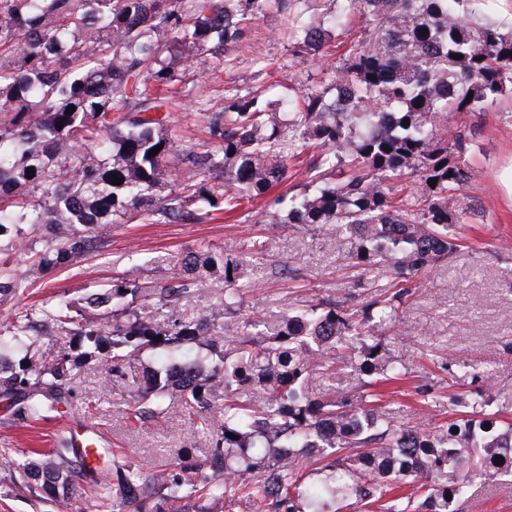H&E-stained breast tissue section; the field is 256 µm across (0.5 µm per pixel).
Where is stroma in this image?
Returning a JSON list of instances; mask_svg holds the SVG:
<instances>
[{
    "label": "stroma",
    "mask_w": 512,
    "mask_h": 512,
    "mask_svg": "<svg viewBox=\"0 0 512 512\" xmlns=\"http://www.w3.org/2000/svg\"><path fill=\"white\" fill-rule=\"evenodd\" d=\"M282 23V13L267 9L233 50L234 66L223 68L214 79L190 76L174 85L170 123L184 145L195 148L206 139L198 111L219 110L225 91L244 93L264 85L269 99L282 101L290 79L317 77L320 69L312 61L280 70L288 57ZM256 57L265 58L268 72H255L251 61ZM448 124L465 126L471 140L463 155L471 175L464 194L474 212L464 218L459 248L448 266L423 276L388 334L389 347L408 374L384 385V400L405 428L467 416L470 399L489 377L499 389L493 410L512 414V201L499 180L512 166V96L485 111L450 117ZM266 205L262 198L199 222L143 224L134 219L117 227L103 226L96 251L48 271L29 285L26 294L32 302L62 293L76 300L117 278L163 288L170 283L178 258L187 252L218 253L232 247L250 262L243 309L247 317L264 320L282 309H299L322 299L352 304L370 299L373 289L358 281L357 270L344 261L350 249L346 239L286 227L270 230L264 222ZM439 353L470 364L460 383H452L448 372L433 364ZM72 376L78 396L65 417L26 425L14 421L0 403V512H61L54 502L16 488L9 476L19 463L52 448L55 437L78 420L95 426L103 447L148 467L186 449L206 448L199 422L176 409L157 423L130 430L123 388L118 383L104 386L103 364L78 365ZM424 384L434 387L427 400L417 393ZM456 506L459 512H512V481H474Z\"/></svg>",
    "instance_id": "stroma-1"
}]
</instances>
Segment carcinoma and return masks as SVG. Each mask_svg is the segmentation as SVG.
I'll use <instances>...</instances> for the list:
<instances>
[{
  "instance_id": "obj_1",
  "label": "carcinoma",
  "mask_w": 512,
  "mask_h": 512,
  "mask_svg": "<svg viewBox=\"0 0 512 512\" xmlns=\"http://www.w3.org/2000/svg\"><path fill=\"white\" fill-rule=\"evenodd\" d=\"M268 2L0 0V254H29L23 271L0 263V298L83 255L102 224L234 211L287 182L291 161L310 149L309 181L275 198L265 223L343 235L351 266L390 275L391 288L357 309L322 300L286 311L254 332L240 319L248 264L227 248L185 255L165 288L118 278L78 307L61 300L10 311L0 349L24 354L15 363L0 355V399L14 420L47 421L77 394L75 360L50 346L30 351L39 327L78 337L84 359L106 355L104 385L123 382L130 419H162L175 402L212 431L200 456L155 470L114 459L103 482L62 437L13 471L16 487L32 493L39 481L66 507L91 481L104 512H223L234 500L255 512H336L350 498L390 510L385 500L407 486L424 512H455L471 479L512 476V423L403 428L374 391L358 402L316 393L339 370L363 387L402 374L386 331L415 277L455 253L449 228L468 210L470 175L459 160L468 136L449 129L448 116L512 95V31L474 20L471 0H332L329 17L303 0H278L282 68L337 53L336 65L288 100L286 120L262 91L226 94L222 110L199 113L210 148H183L162 115L164 92L241 42ZM351 14L362 17L364 36L347 46ZM40 228L50 234L42 250L29 243ZM214 272L224 276L217 306L184 320L180 296ZM151 353L155 366L145 363Z\"/></svg>"
}]
</instances>
